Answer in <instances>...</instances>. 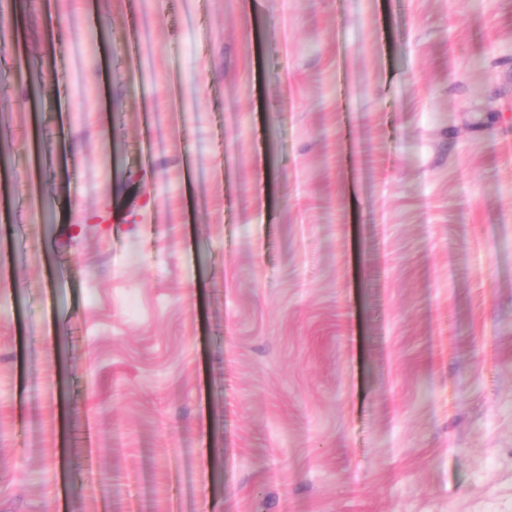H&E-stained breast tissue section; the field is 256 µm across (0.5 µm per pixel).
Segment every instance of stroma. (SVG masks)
Masks as SVG:
<instances>
[{
  "instance_id": "stroma-1",
  "label": "stroma",
  "mask_w": 512,
  "mask_h": 512,
  "mask_svg": "<svg viewBox=\"0 0 512 512\" xmlns=\"http://www.w3.org/2000/svg\"><path fill=\"white\" fill-rule=\"evenodd\" d=\"M0 72V512H512V0H12Z\"/></svg>"
}]
</instances>
